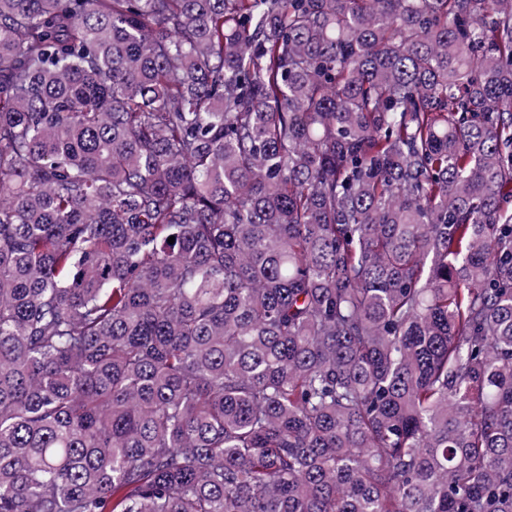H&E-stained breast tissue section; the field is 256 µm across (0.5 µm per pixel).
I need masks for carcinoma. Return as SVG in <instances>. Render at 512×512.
Returning a JSON list of instances; mask_svg holds the SVG:
<instances>
[{"mask_svg": "<svg viewBox=\"0 0 512 512\" xmlns=\"http://www.w3.org/2000/svg\"><path fill=\"white\" fill-rule=\"evenodd\" d=\"M0 512H512V0H0Z\"/></svg>", "mask_w": 512, "mask_h": 512, "instance_id": "cac0c4a2", "label": "carcinoma"}]
</instances>
